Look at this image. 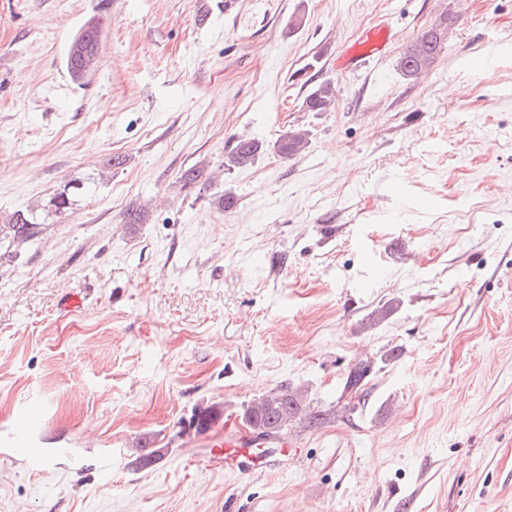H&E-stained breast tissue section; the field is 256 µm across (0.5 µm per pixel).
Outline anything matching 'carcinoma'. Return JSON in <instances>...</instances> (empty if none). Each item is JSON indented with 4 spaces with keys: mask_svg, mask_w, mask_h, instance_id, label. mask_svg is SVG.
I'll use <instances>...</instances> for the list:
<instances>
[{
    "mask_svg": "<svg viewBox=\"0 0 512 512\" xmlns=\"http://www.w3.org/2000/svg\"><path fill=\"white\" fill-rule=\"evenodd\" d=\"M451 18L442 16L439 21L421 31L400 55L397 66L402 74L414 78L430 68L439 58L446 46L448 26ZM110 18L105 7H100L76 31L71 39L64 58L65 69L71 81L83 85L90 80L107 36ZM336 100L333 83H319L305 97L302 107L308 112H324ZM307 131L294 128L281 135L274 143V151L283 157L300 153L307 144ZM264 151L263 143L253 138L237 141L227 156L225 166L229 168L245 167L252 164ZM39 222L29 211L16 210L0 220V238L14 240L28 239L37 233ZM372 365L360 362L354 365L346 377L343 393L363 394L366 380ZM219 406L211 405L198 408L193 423L196 429L205 430L220 416ZM321 414L307 411L304 395L286 384L277 390L255 398L242 413V422L247 428L262 435L286 434L293 423L307 419L317 424Z\"/></svg>",
    "mask_w": 512,
    "mask_h": 512,
    "instance_id": "carcinoma-1",
    "label": "carcinoma"
}]
</instances>
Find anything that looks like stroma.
<instances>
[{
	"label": "stroma",
	"instance_id": "1",
	"mask_svg": "<svg viewBox=\"0 0 512 512\" xmlns=\"http://www.w3.org/2000/svg\"><path fill=\"white\" fill-rule=\"evenodd\" d=\"M97 3L0 0V217L85 185L0 240V443L19 406L44 419L0 452V512H512V0H110L98 71L61 82ZM444 14L443 54L404 77ZM381 17L390 54L337 71ZM323 81L335 105L305 111ZM291 127L309 143L285 158ZM241 138L266 149L227 169ZM283 384L324 423L225 473L195 409L222 407L220 438ZM451 18L442 16L439 21L421 31L400 55L397 66L402 74L414 78L430 68L446 46ZM307 137L306 130L300 128L289 129L274 143L273 149L283 157L295 156L305 148L308 142ZM372 365L367 362H360L354 365L346 377L343 392L356 393L362 396L364 389L363 387L367 384L366 380L371 371Z\"/></svg>",
	"mask_w": 512,
	"mask_h": 512
}]
</instances>
